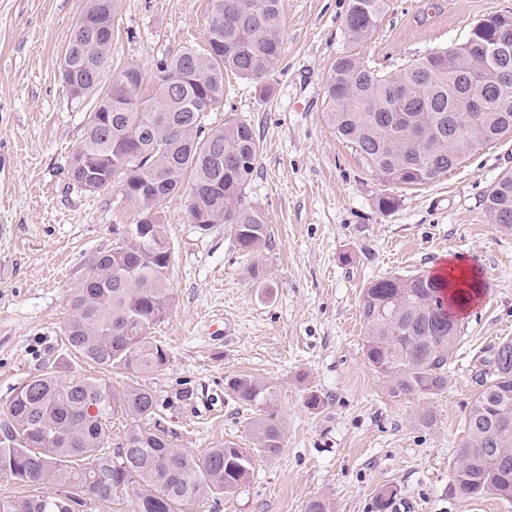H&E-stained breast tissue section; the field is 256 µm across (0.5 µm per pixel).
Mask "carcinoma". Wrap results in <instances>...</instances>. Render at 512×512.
Instances as JSON below:
<instances>
[{
	"label": "carcinoma",
	"mask_w": 512,
	"mask_h": 512,
	"mask_svg": "<svg viewBox=\"0 0 512 512\" xmlns=\"http://www.w3.org/2000/svg\"><path fill=\"white\" fill-rule=\"evenodd\" d=\"M389 0H349L346 28L365 42L376 32ZM115 0H85L61 63L66 86L91 103L86 132L68 165L70 184L96 192L119 181L136 211L122 243L91 256L73 285L71 313L62 333L67 354L94 366L101 377L70 376L58 366L33 376L0 406V470L22 494L0 498V512H88L93 501L131 491L134 512H184V505L231 495L246 485L254 458L228 442L197 456L177 445L165 407L192 398L179 390L164 400L140 381L112 386L110 374L144 378L169 360L154 336L171 307L170 243L159 207L176 195L186 171L190 223L200 231L224 225L239 249L268 247L269 225L246 200L260 144L252 126L227 122L205 130V113L224 100V73L261 83L279 67L284 51L283 0H211L209 49L185 48L160 60L152 73L129 66L105 87ZM94 19L87 34L83 19ZM479 39L512 42L494 16L481 19ZM480 45L463 40L409 61L394 73L340 56L324 85L325 119L388 183L423 185L448 175L479 148L512 134V51H483L485 73L469 71ZM481 96L477 114L459 111ZM492 223L512 232V172L484 198ZM475 285L455 288L429 272L392 276L365 288L361 316L368 326L365 355L387 378L394 395H434L448 386V364L466 330L459 308ZM480 389L466 416L467 441L457 450L454 487L467 497L512 503V339L500 341L478 371ZM226 389L245 409L258 451L274 458L283 424L265 385L236 375ZM124 437L116 448L112 427ZM397 491L381 489L374 512H389Z\"/></svg>",
	"instance_id": "cac0c4a2"
}]
</instances>
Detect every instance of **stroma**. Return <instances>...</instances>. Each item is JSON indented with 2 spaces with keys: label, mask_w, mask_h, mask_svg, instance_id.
Instances as JSON below:
<instances>
[{
  "label": "stroma",
  "mask_w": 512,
  "mask_h": 512,
  "mask_svg": "<svg viewBox=\"0 0 512 512\" xmlns=\"http://www.w3.org/2000/svg\"><path fill=\"white\" fill-rule=\"evenodd\" d=\"M82 8V0H0V403L48 360L94 375L62 349L71 285L136 218L119 186L92 194L68 183L86 111L72 104L60 67ZM347 9L348 0H284L277 71L263 85L225 72L224 102L205 117L210 128L246 121L259 139L246 196L269 226L262 257L240 251L223 225L199 233L183 196L161 210L174 247V301L156 332L169 362L149 383L162 395L184 384L197 396L170 412L179 447L198 455L227 440L254 447L245 411L224 394L234 375L261 379L284 423L278 456L255 454L237 494L190 512H305L322 496L335 512H372L385 487L398 491L390 512H512V504L461 495L452 481L479 390L475 367L512 339V233L492 224L483 204L512 172V136L445 177L401 187L337 138L323 97L343 53L395 71L460 43L479 19L511 12L512 0H390L361 43L347 31ZM210 12V0H117L111 73L154 68L185 47L206 50ZM383 193L398 198L394 211L375 207ZM446 258L474 266L486 290L465 314L447 388L424 399L393 395L365 356L362 291L377 279L437 270ZM257 262L261 280L251 276ZM312 393L321 398L315 409L306 404Z\"/></svg>",
  "instance_id": "1"
}]
</instances>
